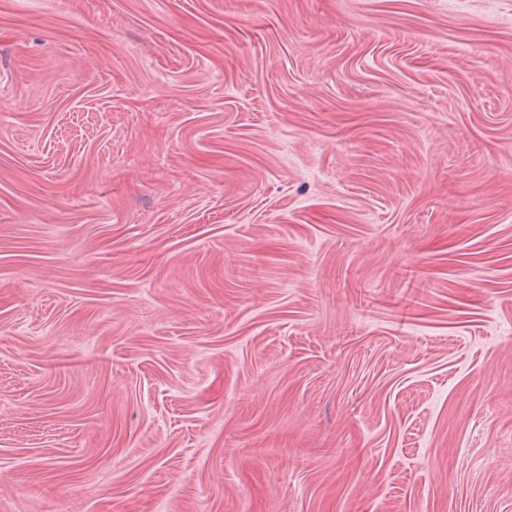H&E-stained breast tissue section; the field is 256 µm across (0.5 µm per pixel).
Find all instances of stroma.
Segmentation results:
<instances>
[{"instance_id": "stroma-1", "label": "stroma", "mask_w": 512, "mask_h": 512, "mask_svg": "<svg viewBox=\"0 0 512 512\" xmlns=\"http://www.w3.org/2000/svg\"><path fill=\"white\" fill-rule=\"evenodd\" d=\"M0 512H512V0H0Z\"/></svg>"}]
</instances>
